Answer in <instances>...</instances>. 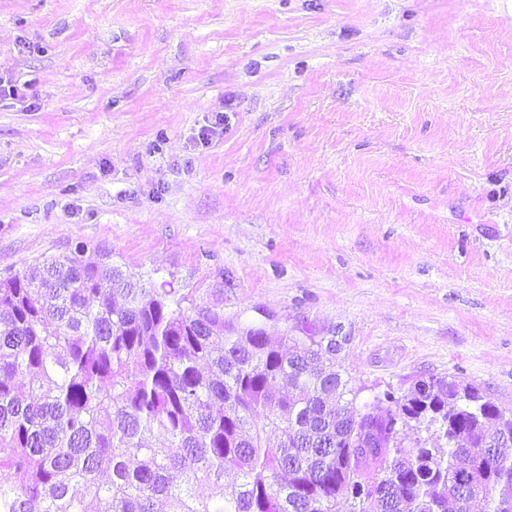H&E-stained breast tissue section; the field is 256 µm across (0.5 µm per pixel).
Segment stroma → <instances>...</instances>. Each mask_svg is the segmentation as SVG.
Returning a JSON list of instances; mask_svg holds the SVG:
<instances>
[{
    "label": "stroma",
    "mask_w": 512,
    "mask_h": 512,
    "mask_svg": "<svg viewBox=\"0 0 512 512\" xmlns=\"http://www.w3.org/2000/svg\"><path fill=\"white\" fill-rule=\"evenodd\" d=\"M0 74V275L81 243L512 411V0H0Z\"/></svg>",
    "instance_id": "1"
}]
</instances>
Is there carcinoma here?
<instances>
[{
  "mask_svg": "<svg viewBox=\"0 0 512 512\" xmlns=\"http://www.w3.org/2000/svg\"><path fill=\"white\" fill-rule=\"evenodd\" d=\"M338 351L334 336L273 343L172 306L81 244L0 276V512H338L344 493L348 512L512 503V416L435 375L359 406ZM411 422L436 439L391 438Z\"/></svg>",
  "mask_w": 512,
  "mask_h": 512,
  "instance_id": "1",
  "label": "carcinoma"
}]
</instances>
